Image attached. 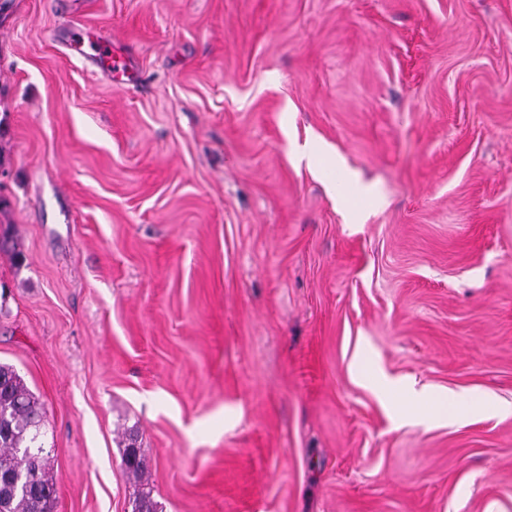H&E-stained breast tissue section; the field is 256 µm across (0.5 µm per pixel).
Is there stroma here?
Wrapping results in <instances>:
<instances>
[{
    "instance_id": "stroma-1",
    "label": "stroma",
    "mask_w": 512,
    "mask_h": 512,
    "mask_svg": "<svg viewBox=\"0 0 512 512\" xmlns=\"http://www.w3.org/2000/svg\"><path fill=\"white\" fill-rule=\"evenodd\" d=\"M1 232L51 512H512V0H0ZM69 50L79 58L101 63L105 67L100 68L110 75L112 73L125 75L128 72L127 59L112 46V37L108 32H92L79 25H73ZM113 67H117V70H112ZM132 448H137V446H135V443L133 442L128 444L124 449V469L130 478H132L135 482L141 483L144 482V480L146 479V475L148 473L146 460L141 453V448H137V454H135V457L133 456ZM128 453L129 456L127 457V459H132L134 457V460L132 462L126 461V456L128 455Z\"/></svg>"
}]
</instances>
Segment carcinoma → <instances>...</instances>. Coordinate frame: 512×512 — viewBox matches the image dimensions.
Instances as JSON below:
<instances>
[{"mask_svg": "<svg viewBox=\"0 0 512 512\" xmlns=\"http://www.w3.org/2000/svg\"><path fill=\"white\" fill-rule=\"evenodd\" d=\"M43 407L13 366L0 364V512H51L56 484L48 476L49 451L39 441ZM127 475L143 482L142 453L123 461Z\"/></svg>", "mask_w": 512, "mask_h": 512, "instance_id": "1", "label": "carcinoma"}]
</instances>
